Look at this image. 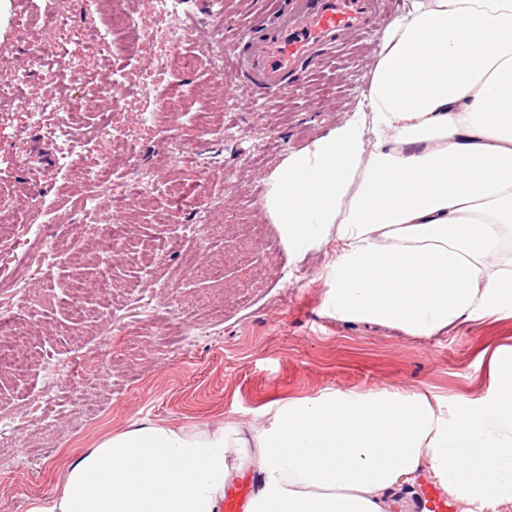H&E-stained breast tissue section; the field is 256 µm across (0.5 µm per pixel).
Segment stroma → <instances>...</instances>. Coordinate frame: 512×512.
I'll list each match as a JSON object with an SVG mask.
<instances>
[{"label": "stroma", "mask_w": 512, "mask_h": 512, "mask_svg": "<svg viewBox=\"0 0 512 512\" xmlns=\"http://www.w3.org/2000/svg\"><path fill=\"white\" fill-rule=\"evenodd\" d=\"M281 2L184 0L182 14L209 20L206 41L174 45L162 30L129 57L89 51L83 0H0V61L20 75L0 99V199L16 219L0 244V316L30 314L20 348L34 359L26 377L0 380V512H28L86 449L143 420L219 427L337 386L426 387L452 400L486 386L491 355L512 346V318L414 339L322 313L317 273L331 249L288 253L262 209L265 180L365 97L373 44L349 35L298 92L253 103L229 52ZM62 9L64 62L34 64V44L53 35ZM112 69L125 78L99 95ZM147 70L163 82L138 85ZM60 94L75 107L72 133L99 145L76 169L58 164L44 130L53 114L37 120L23 105ZM201 112L213 129L197 124ZM116 133L132 159L109 168L102 156ZM90 209L113 224L114 248L102 256L95 238L75 240L77 265L56 242ZM76 281L83 321L67 306Z\"/></svg>", "instance_id": "35a3bbf8"}]
</instances>
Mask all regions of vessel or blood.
<instances>
[{
  "label": "vessel or blood",
  "mask_w": 512,
  "mask_h": 512,
  "mask_svg": "<svg viewBox=\"0 0 512 512\" xmlns=\"http://www.w3.org/2000/svg\"><path fill=\"white\" fill-rule=\"evenodd\" d=\"M381 20L379 0H291L274 27L253 29L233 49L236 72L259 94L290 93L305 66L346 34L376 30Z\"/></svg>",
  "instance_id": "b4317fda"
}]
</instances>
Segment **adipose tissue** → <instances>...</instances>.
I'll return each instance as SVG.
<instances>
[{
    "label": "adipose tissue",
    "instance_id": "1",
    "mask_svg": "<svg viewBox=\"0 0 512 512\" xmlns=\"http://www.w3.org/2000/svg\"><path fill=\"white\" fill-rule=\"evenodd\" d=\"M371 91L283 160L263 209L292 253L334 245L322 312L431 338L512 316V0H407L374 35ZM392 512L430 472L463 506L512 503V348L459 416L415 388L266 406L224 426L142 422L100 440L28 512Z\"/></svg>",
    "mask_w": 512,
    "mask_h": 512
}]
</instances>
